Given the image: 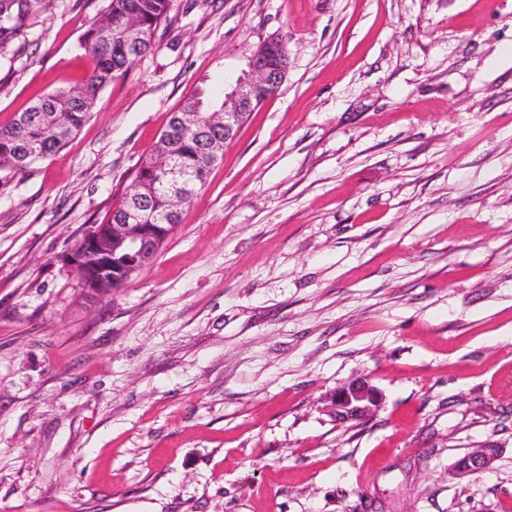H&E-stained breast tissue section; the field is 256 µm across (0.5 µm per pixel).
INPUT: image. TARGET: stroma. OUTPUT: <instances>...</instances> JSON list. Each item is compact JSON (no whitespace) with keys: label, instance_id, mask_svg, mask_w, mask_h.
<instances>
[{"label":"stroma","instance_id":"35a3bbf8","mask_svg":"<svg viewBox=\"0 0 512 512\" xmlns=\"http://www.w3.org/2000/svg\"><path fill=\"white\" fill-rule=\"evenodd\" d=\"M46 4L0 49V126L91 67L102 0ZM272 36L278 93L154 260L88 292L72 238ZM358 377L380 404L338 422ZM0 512H512V0H173L0 182ZM379 406L377 390L365 380H354L336 389L328 410L341 421H365ZM499 447L486 441L475 448H469L454 464L457 475H468L489 469L497 460Z\"/></svg>","mask_w":512,"mask_h":512}]
</instances>
